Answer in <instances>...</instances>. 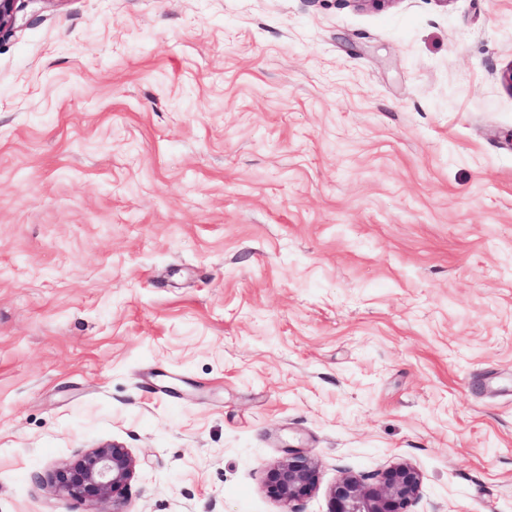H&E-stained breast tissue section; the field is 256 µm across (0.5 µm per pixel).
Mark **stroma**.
I'll return each instance as SVG.
<instances>
[{
  "label": "stroma",
  "instance_id": "1",
  "mask_svg": "<svg viewBox=\"0 0 512 512\" xmlns=\"http://www.w3.org/2000/svg\"><path fill=\"white\" fill-rule=\"evenodd\" d=\"M512 0H20L0 39V512H512ZM136 460L127 448L112 442L89 448L71 462L55 468L48 484L59 494L93 506L112 501V512L125 510ZM318 485V465L299 452L270 467L265 473L268 496L284 506L309 497ZM422 485L421 471L407 462L386 467L374 484L345 475L329 489L328 512H412Z\"/></svg>",
  "mask_w": 512,
  "mask_h": 512
}]
</instances>
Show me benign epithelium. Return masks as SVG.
I'll use <instances>...</instances> for the list:
<instances>
[{
    "mask_svg": "<svg viewBox=\"0 0 512 512\" xmlns=\"http://www.w3.org/2000/svg\"><path fill=\"white\" fill-rule=\"evenodd\" d=\"M18 2L0 0V37L11 32ZM135 471L136 460L129 450L112 442L89 448L54 469L48 484L56 492L91 506L110 501L112 512H127V491ZM318 485V465L299 452L265 473L268 496L284 506L309 497ZM422 485L421 471L407 462L386 467L373 484L345 475L329 489L328 512H411Z\"/></svg>",
    "mask_w": 512,
    "mask_h": 512,
    "instance_id": "obj_1",
    "label": "benign epithelium"
}]
</instances>
